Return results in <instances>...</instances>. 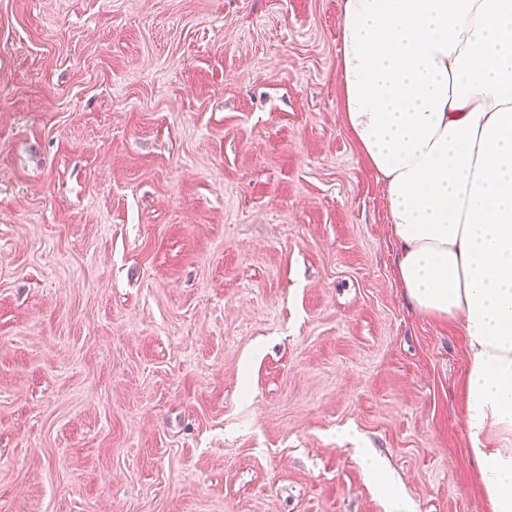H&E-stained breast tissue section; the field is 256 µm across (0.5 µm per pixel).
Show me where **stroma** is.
Segmentation results:
<instances>
[{"label":"stroma","instance_id":"stroma-1","mask_svg":"<svg viewBox=\"0 0 512 512\" xmlns=\"http://www.w3.org/2000/svg\"><path fill=\"white\" fill-rule=\"evenodd\" d=\"M339 53L340 0H0V512H490Z\"/></svg>","mask_w":512,"mask_h":512}]
</instances>
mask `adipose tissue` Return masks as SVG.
Masks as SVG:
<instances>
[{"label":"adipose tissue","mask_w":512,"mask_h":512,"mask_svg":"<svg viewBox=\"0 0 512 512\" xmlns=\"http://www.w3.org/2000/svg\"><path fill=\"white\" fill-rule=\"evenodd\" d=\"M339 110L384 187L396 276L459 321L490 512H512V0H341Z\"/></svg>","instance_id":"adipose-tissue-1"}]
</instances>
